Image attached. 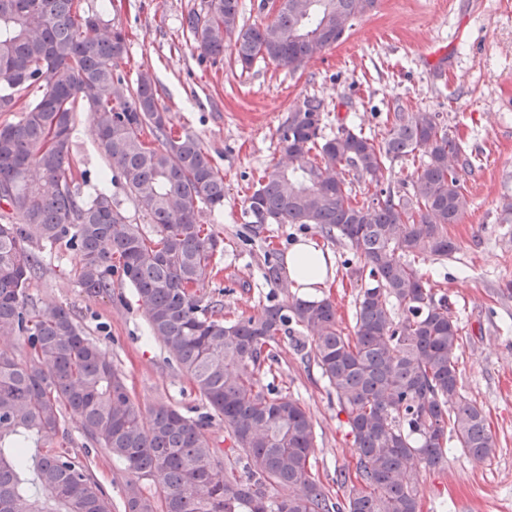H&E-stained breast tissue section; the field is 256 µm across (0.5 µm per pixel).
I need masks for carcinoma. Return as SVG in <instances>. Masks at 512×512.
<instances>
[{"instance_id": "cac0c4a2", "label": "carcinoma", "mask_w": 512, "mask_h": 512, "mask_svg": "<svg viewBox=\"0 0 512 512\" xmlns=\"http://www.w3.org/2000/svg\"><path fill=\"white\" fill-rule=\"evenodd\" d=\"M267 5L254 9L270 21L246 25L240 0H204L183 26L202 58L228 51L244 70L258 59L298 67L376 0ZM127 41L81 0H0V112L21 107L0 125V338L26 349L19 359L0 348V512H112L90 450L67 446L70 410L85 438L123 463L124 512H419L417 474L442 462L448 436L477 461L495 452L483 409L460 392L458 320L419 266L423 255L456 251L447 227L467 209L461 172L471 159L437 112L397 107L380 141L344 125L325 139L324 101L305 99L279 129L288 170L265 173L246 213L253 224L313 225L355 250V336L343 334L329 298L228 320L203 304L224 238L198 220L201 204L224 208V177L197 136L175 130L149 74L130 86L118 73ZM82 108L107 162L100 179L122 184L156 237L108 185L85 197L68 178ZM409 157L419 158L409 190L353 204L356 181ZM40 243L79 254L74 277L89 296L116 280L134 288L207 413L186 417L164 401L142 411L108 350L69 311L28 302ZM263 277L288 287L272 253ZM283 337L320 369L347 417L356 460L354 474L336 475L348 486L343 502L311 477L315 423L276 384L271 346ZM214 419L224 450L206 435Z\"/></svg>"}]
</instances>
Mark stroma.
<instances>
[{"label":"stroma","instance_id":"35a3bbf8","mask_svg":"<svg viewBox=\"0 0 512 512\" xmlns=\"http://www.w3.org/2000/svg\"><path fill=\"white\" fill-rule=\"evenodd\" d=\"M202 4L115 0L105 12L129 33L119 66L126 81L151 72L176 127L202 141L224 177L222 215L204 208L199 221L219 225L224 236L205 299L223 305L226 316H255L268 303L301 299L302 288H279L262 271L268 251L286 255L304 237L330 253L333 274L319 294L335 302L344 334L355 333L359 288L349 271L358 259L351 247L312 227H258L245 213L258 177L281 158L279 127L306 98L324 100L327 137L344 124L382 140L398 102L439 113L474 157L462 175L469 206L448 227L457 250L444 260L424 256L422 266L463 329L459 386L483 409L497 447L477 462L449 444L445 459L417 476L420 512H512V0H378L340 42L306 65L260 59L246 71L228 56L200 59L182 18ZM73 158L75 184L93 194L106 161L85 110L76 115ZM40 256L30 300L70 309L87 335L107 348L135 402L146 408L164 400L192 418L205 413L192 381L150 335L134 288L116 284L111 294L88 296L75 282L76 253L44 247ZM274 352L284 395L298 400L315 423L311 474L331 496L343 495L336 470L355 454L346 416L318 368L288 340Z\"/></svg>","mask_w":512,"mask_h":512}]
</instances>
